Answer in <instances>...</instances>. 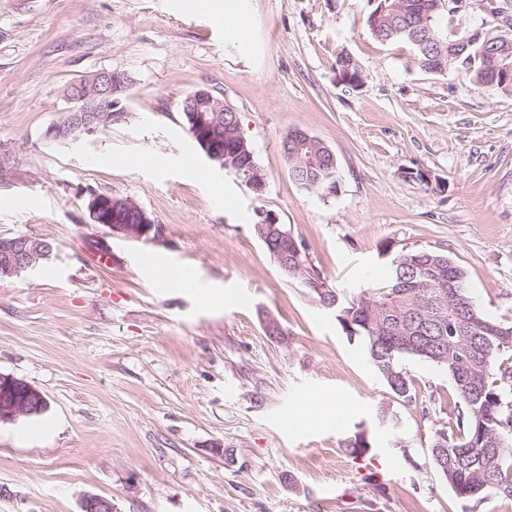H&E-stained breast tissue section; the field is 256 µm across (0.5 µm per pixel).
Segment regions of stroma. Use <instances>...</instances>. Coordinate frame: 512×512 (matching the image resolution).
<instances>
[{"instance_id": "stroma-1", "label": "stroma", "mask_w": 512, "mask_h": 512, "mask_svg": "<svg viewBox=\"0 0 512 512\" xmlns=\"http://www.w3.org/2000/svg\"><path fill=\"white\" fill-rule=\"evenodd\" d=\"M248 3L232 42L200 0H0V147L15 157L0 171V237L52 246L0 279V374L47 401L0 423V512H81L89 495L114 512H461L428 457L448 423L430 402L452 392L446 369L405 359L417 400L398 405L254 226L283 224L337 288L382 281L386 243L446 254L479 310L511 323L512 88L420 70L411 44L372 36L368 0ZM342 51L361 86L338 78ZM102 70L132 81L126 121L47 143L65 87ZM200 88L237 112L262 193L181 166L199 151L181 104ZM294 129L334 153L336 194L294 182L281 147ZM408 167L441 188L405 180ZM93 193L134 201L161 237L92 223ZM146 250L196 288L156 287ZM287 412L302 429L284 427ZM357 432L371 443L361 458L345 447Z\"/></svg>"}]
</instances>
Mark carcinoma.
<instances>
[{
	"instance_id": "obj_1",
	"label": "carcinoma",
	"mask_w": 512,
	"mask_h": 512,
	"mask_svg": "<svg viewBox=\"0 0 512 512\" xmlns=\"http://www.w3.org/2000/svg\"><path fill=\"white\" fill-rule=\"evenodd\" d=\"M372 3L367 23L379 41H405L416 52V64L435 72L440 49L454 48L461 54L445 64L471 71L476 81L495 86H512V57L498 53L502 38L512 40V0H473L486 9L494 28L492 35L480 28L482 38L474 44L470 36L450 39L439 32L436 18L439 0H368ZM341 81L355 87L362 78L358 61L347 52L336 57ZM220 136L224 138L225 161L246 168L258 166L254 151L240 128L219 115ZM283 150L294 181L307 191L331 195L337 192L338 168H328V147L316 137L300 149L285 138ZM285 233L258 236L278 266L288 263ZM306 274L325 286L312 296L324 307L333 306L346 334L356 338L370 363L392 396L401 404L416 400L412 379L402 360L415 357L445 368L452 381L448 395L451 414L448 426L434 432L428 448L429 459L462 506V512H476L485 500L496 498L512 505V323L485 317L472 301L465 270L447 255L425 250L399 252L391 256L385 283L367 289L364 298L341 297L327 284L313 263Z\"/></svg>"
}]
</instances>
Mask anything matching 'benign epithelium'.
<instances>
[{"label":"benign epithelium","instance_id":"7a95c632","mask_svg":"<svg viewBox=\"0 0 512 512\" xmlns=\"http://www.w3.org/2000/svg\"><path fill=\"white\" fill-rule=\"evenodd\" d=\"M117 73L101 71L71 84L64 97L71 104L63 116L51 123L44 131V138L52 143L68 144L85 140L99 131L101 126L112 124V111L121 108L122 100L115 98L120 92L116 88ZM194 105L187 107L189 112H198L206 106L214 112L224 111L222 100L207 90H202L192 98ZM191 136L198 143L206 157L222 169L231 165L224 162V151L214 142L212 124L203 119L193 121ZM137 213V218L121 212V209ZM88 210L94 222L107 227L112 234L125 238H156L160 229L154 220L142 209L124 202V207L116 206V199L107 194H93L88 200ZM288 271L299 279L305 287L311 288L305 274L306 263L302 252L294 240H289ZM41 254L29 246V238L0 239V270L13 276L30 268ZM47 407L43 394L27 382L11 375L0 374V423L12 422L20 417H31ZM82 512H114L112 502L87 496L82 501Z\"/></svg>","mask_w":512,"mask_h":512}]
</instances>
